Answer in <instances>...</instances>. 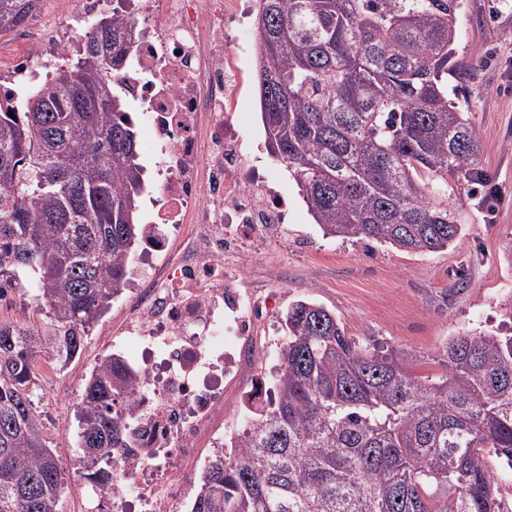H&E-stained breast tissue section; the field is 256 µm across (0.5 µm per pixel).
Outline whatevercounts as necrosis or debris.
<instances>
[{
    "label": "necrosis or debris",
    "instance_id": "4bbe7bcc",
    "mask_svg": "<svg viewBox=\"0 0 512 512\" xmlns=\"http://www.w3.org/2000/svg\"><path fill=\"white\" fill-rule=\"evenodd\" d=\"M132 14L130 64L111 75L135 104L157 148L153 213L142 227L148 259L133 265L124 290V335L112 353L134 386L125 415L128 445L112 453V512H185L195 474L238 424L224 421V388H241L245 417L265 409L264 365L243 356L269 300L244 291L248 244L268 224L288 219V202L246 151L235 116L255 36L245 26L246 0H139ZM112 0H73L62 23L21 24L0 43V103L42 86L47 66L82 49L92 23ZM206 134H199L200 123ZM213 225L208 250L167 263L171 225L187 210Z\"/></svg>",
    "mask_w": 512,
    "mask_h": 512
}]
</instances>
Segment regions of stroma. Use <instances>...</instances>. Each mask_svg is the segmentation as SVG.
I'll return each instance as SVG.
<instances>
[{
	"instance_id": "1",
	"label": "stroma",
	"mask_w": 512,
	"mask_h": 512,
	"mask_svg": "<svg viewBox=\"0 0 512 512\" xmlns=\"http://www.w3.org/2000/svg\"><path fill=\"white\" fill-rule=\"evenodd\" d=\"M456 54L471 71L460 86L471 91L469 117L480 140L479 166L504 201L486 216L477 191L461 193L459 239L436 252H407L376 241L324 236L285 167L266 149L259 108L240 125L245 146L288 198L287 223L269 231L260 256L244 266L249 289L274 295L270 318L281 324L288 307L311 300L336 313L348 335L423 356L422 373L453 337L495 329L512 317V0H467ZM0 320L36 328L46 321L31 291L0 296ZM126 320L111 307L90 332L80 356L65 367L41 358L35 402L51 445L76 441L85 380L112 347Z\"/></svg>"
}]
</instances>
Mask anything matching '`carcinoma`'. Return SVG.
I'll return each instance as SVG.
<instances>
[{"label": "carcinoma", "mask_w": 512, "mask_h": 512, "mask_svg": "<svg viewBox=\"0 0 512 512\" xmlns=\"http://www.w3.org/2000/svg\"><path fill=\"white\" fill-rule=\"evenodd\" d=\"M256 74L271 152L324 234L444 249L462 231L454 189L477 165L464 0H256ZM76 62L0 108V295L33 290L42 330L0 320V512H60L68 479L35 411L42 354L65 364L128 283L145 190L135 116L108 74L127 58L123 8ZM30 0H0V32ZM462 96L456 103L448 98ZM262 414L209 464L190 512H501L489 459L512 469V327L452 337L422 357L346 334L299 300L284 318ZM132 388L108 357L88 377L76 450L86 479L127 445Z\"/></svg>", "instance_id": "1"}]
</instances>
